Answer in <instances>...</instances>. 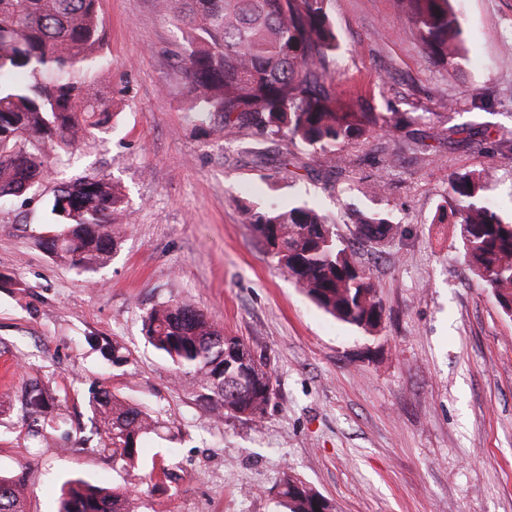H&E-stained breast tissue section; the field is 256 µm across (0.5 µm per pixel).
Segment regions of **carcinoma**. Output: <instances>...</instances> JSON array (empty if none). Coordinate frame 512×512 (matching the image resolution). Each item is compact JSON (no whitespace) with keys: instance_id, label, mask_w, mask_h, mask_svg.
I'll return each mask as SVG.
<instances>
[{"instance_id":"cac0c4a2","label":"carcinoma","mask_w":512,"mask_h":512,"mask_svg":"<svg viewBox=\"0 0 512 512\" xmlns=\"http://www.w3.org/2000/svg\"><path fill=\"white\" fill-rule=\"evenodd\" d=\"M182 33L178 67L193 110L231 129L253 125L266 135L303 143L329 158L376 132L399 130L397 113L353 112L336 98V31L328 0H156ZM404 31L437 63L452 66L461 26L451 0H396ZM99 0H0V203L39 185L53 154L72 150L112 120V95L100 75L112 61L104 53ZM483 168L449 181L455 224L469 274L488 288L512 318V214L493 210ZM51 222L38 245L71 269L89 272L112 260L127 225L118 186L88 175L59 186L49 201ZM265 243L282 232L275 265L335 319L374 332L384 308L371 278L356 265L335 225L306 205H270L245 212ZM393 225L378 215L359 217L355 235L381 240ZM145 338L188 380L196 400L219 417L265 418L274 394L263 359L229 336L186 300L158 302L143 317ZM99 444L112 459L135 468L141 439L162 423L148 409L102 386L88 400ZM49 411L44 385L24 389L20 422L29 442L45 440ZM28 484L0 474V512H24ZM279 494L288 512H335L334 503L285 471ZM58 512H130L127 493L82 479L67 482Z\"/></svg>"}]
</instances>
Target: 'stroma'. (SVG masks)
Returning a JSON list of instances; mask_svg holds the SVG:
<instances>
[{"mask_svg":"<svg viewBox=\"0 0 512 512\" xmlns=\"http://www.w3.org/2000/svg\"><path fill=\"white\" fill-rule=\"evenodd\" d=\"M459 59L443 67L401 31L395 0H329L340 49L338 92L357 112L418 116L329 160L303 146L286 182L285 142L253 126L207 132L173 54L179 29L155 0H99L112 69L108 132L57 154L30 194L0 206V473L28 481L26 512H56L64 481L126 486L133 512H287L283 471L336 512H512V318L472 278L452 216L451 176L486 167L487 200L512 213V0H453ZM479 130L448 144L449 127ZM99 173L125 199L130 229L111 262L79 272L36 237L63 181ZM385 174L386 187L366 184ZM301 201L317 208L370 275L385 311L372 333L319 309L279 271L245 210ZM399 229L355 237L352 212ZM186 299L265 358L275 393L262 424L215 420L146 342L152 304ZM126 357L104 358V343ZM39 379L83 442L29 447L22 390ZM105 386L167 424L143 439L140 483L96 448L88 411Z\"/></svg>","mask_w":512,"mask_h":512,"instance_id":"stroma-1","label":"stroma"}]
</instances>
